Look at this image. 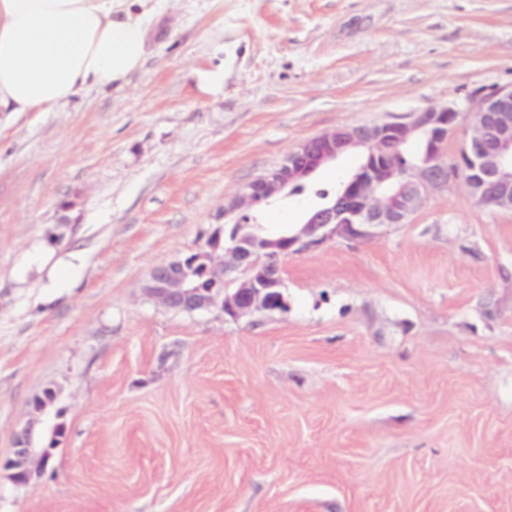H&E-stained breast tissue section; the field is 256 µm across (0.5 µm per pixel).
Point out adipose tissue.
Listing matches in <instances>:
<instances>
[{
	"instance_id": "adipose-tissue-1",
	"label": "adipose tissue",
	"mask_w": 512,
	"mask_h": 512,
	"mask_svg": "<svg viewBox=\"0 0 512 512\" xmlns=\"http://www.w3.org/2000/svg\"><path fill=\"white\" fill-rule=\"evenodd\" d=\"M162 0H0V112H50L119 89L149 53Z\"/></svg>"
}]
</instances>
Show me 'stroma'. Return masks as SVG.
I'll return each instance as SVG.
<instances>
[{"mask_svg": "<svg viewBox=\"0 0 512 512\" xmlns=\"http://www.w3.org/2000/svg\"><path fill=\"white\" fill-rule=\"evenodd\" d=\"M510 85L512 0H165L128 85L1 113L0 512H512V212L462 178L288 257L284 310L143 287L302 142ZM62 434V428L59 424H49L44 420L37 424H30L18 431L15 438L13 459L7 466L14 470L13 479L17 483L28 481L31 473L29 466L37 463L44 466L48 463L52 455L53 444L56 438ZM49 436V445L40 446Z\"/></svg>", "mask_w": 512, "mask_h": 512, "instance_id": "stroma-1", "label": "stroma"}]
</instances>
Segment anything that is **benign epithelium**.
<instances>
[{"label":"benign epithelium","mask_w":512,"mask_h":512,"mask_svg":"<svg viewBox=\"0 0 512 512\" xmlns=\"http://www.w3.org/2000/svg\"><path fill=\"white\" fill-rule=\"evenodd\" d=\"M464 112L470 133L453 165L444 159L448 135ZM417 142L420 162L396 164L389 153ZM352 148L363 163L333 203L310 210L302 223L279 236L266 235L256 217L242 224H218L207 247L152 269L146 293L164 308L194 314L220 305L237 319L253 311L284 307L285 261L317 249L338 236L369 237L383 227L405 224L432 192L461 175L471 196L485 206L512 211V87L498 88L475 106L452 103L428 107L375 125L339 127L301 143L279 165L247 183L224 206V216L260 203H273L299 186L320 166ZM62 434L59 424L40 421L18 431L8 467L25 483L29 466H44Z\"/></svg>","instance_id":"obj_1"}]
</instances>
